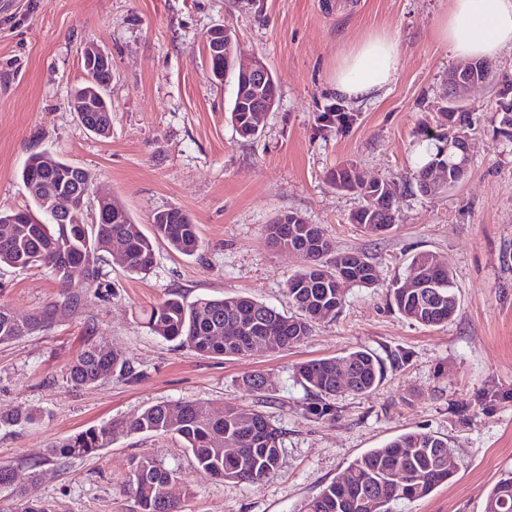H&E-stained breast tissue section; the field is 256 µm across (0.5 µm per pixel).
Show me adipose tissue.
Instances as JSON below:
<instances>
[{
	"mask_svg": "<svg viewBox=\"0 0 512 512\" xmlns=\"http://www.w3.org/2000/svg\"><path fill=\"white\" fill-rule=\"evenodd\" d=\"M438 37L458 58L496 57L512 50V0H452L438 27ZM399 45L389 34L363 40L341 60L334 82L341 95L353 101L375 96L394 79Z\"/></svg>",
	"mask_w": 512,
	"mask_h": 512,
	"instance_id": "obj_1",
	"label": "adipose tissue"
}]
</instances>
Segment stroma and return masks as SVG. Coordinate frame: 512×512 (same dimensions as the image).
<instances>
[{"mask_svg": "<svg viewBox=\"0 0 512 512\" xmlns=\"http://www.w3.org/2000/svg\"><path fill=\"white\" fill-rule=\"evenodd\" d=\"M451 0H0V210L29 206L20 172L47 151L88 172L92 195L118 200L144 233L158 211L178 207L198 226L202 247L185 257L155 244L148 273L115 261L102 272L106 294L88 295L72 318L0 345V412L32 408L38 420L0 428V462L43 458L55 442L91 426L129 421L146 407L196 401L266 413L285 431L279 468L261 484L225 482L196 469L174 437L119 436L99 456L44 467L37 495L46 512H138L124 484L134 458L180 471L182 512H296L348 464L409 431L448 440L457 471L426 498L396 512H483L487 490L512 472V137L501 133L512 101V50L493 59L491 78L467 103L470 169L435 196L413 178L430 147L424 126L447 106L448 73L462 61L437 28ZM229 28L246 54L263 58L278 98L257 138L229 120L232 80L216 81L205 54L208 32ZM393 35L395 80L376 96L349 101L336 92L337 64L369 35ZM112 59V133L87 130L69 107L85 80L82 50ZM338 106L348 125L319 128ZM341 166L399 185L392 232L372 237L349 221L361 200L337 190ZM296 212L320 225L335 253L365 252L374 287L350 285L339 313L316 322L288 348L257 347L211 358L151 334L145 317L176 292L245 295L290 310L288 278L300 257L270 245L265 226ZM429 251L451 269L460 300L453 319L425 327L390 303L409 260ZM46 267H0V304L26 317L57 295ZM106 337L134 362L135 377L76 387L68 366L90 339ZM374 353L384 380L364 395H342L330 419H307L313 396L298 365L354 350ZM259 373L265 389L247 391Z\"/></svg>", "mask_w": 512, "mask_h": 512, "instance_id": "obj_1", "label": "stroma"}]
</instances>
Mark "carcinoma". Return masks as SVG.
Wrapping results in <instances>:
<instances>
[{"label": "carcinoma", "instance_id": "1", "mask_svg": "<svg viewBox=\"0 0 512 512\" xmlns=\"http://www.w3.org/2000/svg\"><path fill=\"white\" fill-rule=\"evenodd\" d=\"M206 53L212 74L233 80L230 118L236 132L245 139L257 136V113L248 111V103L272 99L277 95V86L268 84L247 99L241 95L240 75L234 65L227 64L226 57L214 54L210 42L206 43ZM87 75L89 81L76 89L72 98L80 97L90 88L108 91L112 68L96 64L87 69ZM104 108V112H81L79 120L85 126L93 124L99 130L98 136L106 138L112 124V102L107 96ZM448 129L450 126L444 122L437 130L426 127L421 131L423 138L434 142V147L427 151L416 171L417 186L423 185L435 167L446 168L448 182L453 186L465 178V173L456 167V158L444 151ZM34 160L32 155L26 161L21 180L26 185L38 176L45 183L35 192L28 191L34 208L0 211V265L19 270L47 267L61 291L28 316L29 330L25 333L13 321L11 309L0 305V345L42 332L82 309L87 294L70 292L67 286L80 280L89 289L102 287L101 262L110 253L114 238L121 237L126 242L123 268L130 275L151 269L158 240L185 256H193L200 249L196 224L179 208L155 213L150 235L143 233L128 210L114 199L103 198L95 203L96 208L112 214L110 224H51L38 219L35 212L48 214V200L59 173L30 167ZM330 179L336 189L364 200V205L350 214L351 223L362 228H382L386 233L394 227L395 182L384 178L366 187L354 167L339 169L331 173ZM286 219L292 220L294 216L290 212L278 216L265 225V233L270 243L293 244L303 259L302 267L287 282L295 313L287 315L242 295L201 297L187 304L172 294L147 314L146 327L150 332L208 357L248 354L251 334L275 336L283 348L310 336L313 323L335 314L343 305L345 289L336 287V277L341 275L345 258L338 255L326 260L332 246L320 226L286 224ZM415 267L429 288L415 293L393 285L390 296L394 306L400 315L425 327L448 322L458 310L448 264L435 254L422 251L411 258L410 268ZM116 373L128 378L136 375L131 359L103 338L85 344L68 368L69 381L76 387L95 386ZM298 375L315 396L305 408V417L324 419L335 414L331 397L373 391L384 377V367L373 353L355 350L342 357L304 362L298 367ZM37 419V412L30 408L0 414V424L5 427L25 426ZM125 433L173 435L204 472L224 481L255 485L278 469L285 430L258 410L205 408L196 402L158 403L145 408L131 421L92 426L52 445L42 460L28 465V480L23 486L14 484V469L0 466V487L12 488L23 501L22 512H46L36 495L42 467H65L73 459L96 455ZM228 448L235 452H226ZM455 472L448 463V440L430 432H406L355 458L341 478L303 501L298 512H367L372 500L378 502L377 512H394L398 502L428 496ZM176 475L178 470L156 459L132 460L127 483L135 494L139 512H180L178 502L167 494V485ZM484 512H512V477L499 480L488 491Z\"/></svg>", "mask_w": 512, "mask_h": 512}]
</instances>
